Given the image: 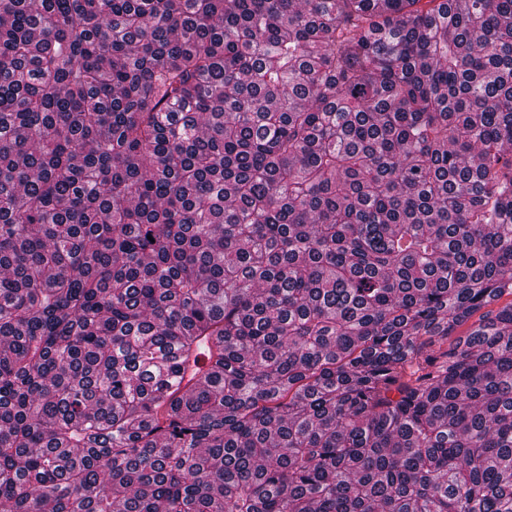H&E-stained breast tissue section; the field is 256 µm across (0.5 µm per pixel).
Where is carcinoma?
<instances>
[{
    "label": "carcinoma",
    "instance_id": "cac0c4a2",
    "mask_svg": "<svg viewBox=\"0 0 512 512\" xmlns=\"http://www.w3.org/2000/svg\"><path fill=\"white\" fill-rule=\"evenodd\" d=\"M505 296L512 0H0V512H512Z\"/></svg>",
    "mask_w": 512,
    "mask_h": 512
}]
</instances>
